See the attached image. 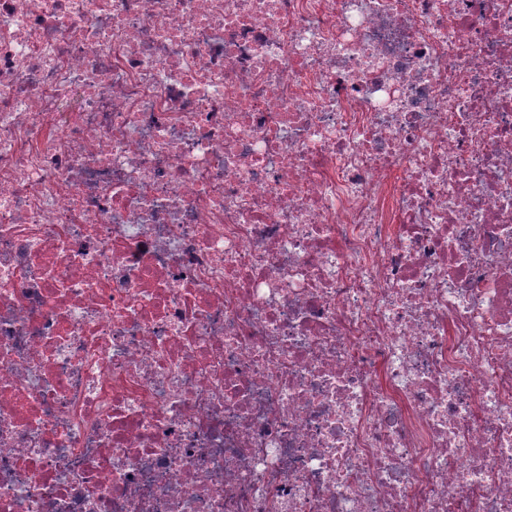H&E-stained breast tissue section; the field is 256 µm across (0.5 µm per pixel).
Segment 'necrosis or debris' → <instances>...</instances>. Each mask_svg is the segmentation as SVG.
Wrapping results in <instances>:
<instances>
[{"label": "necrosis or debris", "instance_id": "4bbe7bcc", "mask_svg": "<svg viewBox=\"0 0 512 512\" xmlns=\"http://www.w3.org/2000/svg\"><path fill=\"white\" fill-rule=\"evenodd\" d=\"M0 512H512V0H0Z\"/></svg>", "mask_w": 512, "mask_h": 512}]
</instances>
